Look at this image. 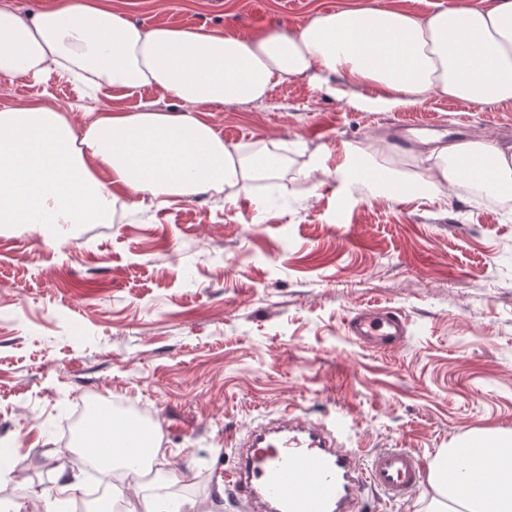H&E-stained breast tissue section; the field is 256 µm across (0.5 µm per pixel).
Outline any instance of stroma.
<instances>
[{
	"label": "stroma",
	"instance_id": "35a3bbf8",
	"mask_svg": "<svg viewBox=\"0 0 512 512\" xmlns=\"http://www.w3.org/2000/svg\"><path fill=\"white\" fill-rule=\"evenodd\" d=\"M378 0H112L132 22L205 27L244 37L293 30L315 13ZM49 99L75 118L105 109L171 108L151 89L95 97L58 74L15 79L0 108ZM226 143L274 139L287 159L282 204L264 182L168 205L145 202L111 224H80L64 243L25 224L0 232V445L18 478L0 477V507L39 506L60 467L89 502L90 474L74 447L80 405L147 411L166 450L138 494L245 512L225 482L233 447L285 407L324 422L348 448H410L434 461L474 431L512 430V213L449 193L447 204L344 198L327 179H298L314 151L338 166L346 144L422 135H491L512 142V103L464 106L438 96L400 112H362L307 80L274 86L261 105L212 106ZM375 304L407 321L387 354L345 331ZM363 512H425L429 484L391 502L364 488Z\"/></svg>",
	"mask_w": 512,
	"mask_h": 512
}]
</instances>
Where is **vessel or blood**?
<instances>
[{
  "label": "vessel or blood",
  "mask_w": 512,
  "mask_h": 512,
  "mask_svg": "<svg viewBox=\"0 0 512 512\" xmlns=\"http://www.w3.org/2000/svg\"><path fill=\"white\" fill-rule=\"evenodd\" d=\"M346 331L385 351L401 344L405 324L399 312L369 305L348 317ZM238 455L239 467L226 480L250 512H362L363 485L402 500L420 487L426 470L420 455L406 448H381L363 461L323 424L293 416L249 431Z\"/></svg>",
  "instance_id": "1"
}]
</instances>
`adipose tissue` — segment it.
Instances as JSON below:
<instances>
[{"label": "adipose tissue", "instance_id": "ef3b65f1", "mask_svg": "<svg viewBox=\"0 0 512 512\" xmlns=\"http://www.w3.org/2000/svg\"><path fill=\"white\" fill-rule=\"evenodd\" d=\"M54 72L126 95L150 88L174 103L88 112L80 125L40 101L0 109V230L26 224L59 242L64 228L111 223L120 198L134 209L275 176L284 165L276 141L252 152L225 144L204 109L263 102L288 79L342 93L365 112H398L434 94L467 105L512 102V0H459L424 14L383 0L257 37L137 24L107 0H57L27 14L0 0V96L16 77ZM383 153L377 143L350 144L337 169L315 153L297 175L336 177L345 195L366 185L389 202L474 189L512 199V144L493 137L438 145L420 173L391 167ZM159 452L156 436L106 414L86 429L81 456L100 458L108 475L117 464L141 470ZM452 461L473 462L497 481L501 468L512 469V432L475 433L442 449L430 470L429 512L469 506L471 475L449 477Z\"/></svg>", "mask_w": 512, "mask_h": 512}]
</instances>
